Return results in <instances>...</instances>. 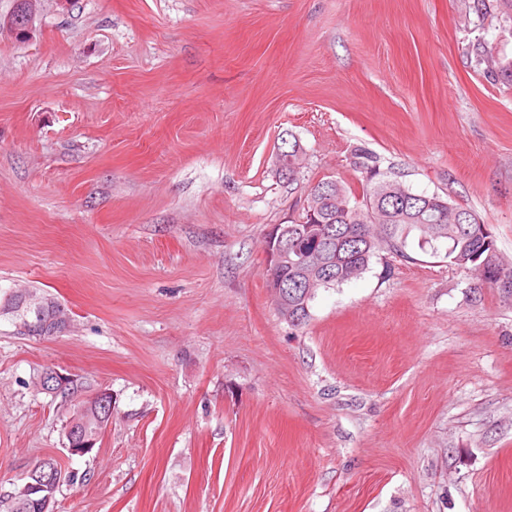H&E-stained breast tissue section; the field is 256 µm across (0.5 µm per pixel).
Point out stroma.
<instances>
[{
	"instance_id": "1",
	"label": "stroma",
	"mask_w": 512,
	"mask_h": 512,
	"mask_svg": "<svg viewBox=\"0 0 512 512\" xmlns=\"http://www.w3.org/2000/svg\"><path fill=\"white\" fill-rule=\"evenodd\" d=\"M361 149L512 267L506 0H40L0 32V296L71 318H0V494L51 457L54 512H512L511 295L412 237L301 326L269 298L268 230L361 195ZM48 367L112 395L91 454ZM16 0V7H17ZM40 0H19L20 6L13 10L12 15L0 21V31L6 30L16 42L29 43L36 32L35 20L37 4ZM6 296L5 307L0 309L1 317H8L26 333H29L34 316L36 314L42 316L43 311L52 302L50 297L41 298L28 290H21L6 293L0 298V303Z\"/></svg>"
}]
</instances>
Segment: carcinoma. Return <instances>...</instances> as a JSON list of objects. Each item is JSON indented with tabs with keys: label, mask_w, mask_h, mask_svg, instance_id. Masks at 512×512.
Listing matches in <instances>:
<instances>
[{
	"label": "carcinoma",
	"mask_w": 512,
	"mask_h": 512,
	"mask_svg": "<svg viewBox=\"0 0 512 512\" xmlns=\"http://www.w3.org/2000/svg\"><path fill=\"white\" fill-rule=\"evenodd\" d=\"M303 150L296 140L288 141V172L281 176L293 180ZM356 165L365 174L361 199L337 182L322 194L326 182L314 186L312 204L303 216L288 225V248L309 238L307 229L322 233L321 248L330 271L322 284L332 288L360 277L372 257L381 249L406 256L409 237L419 234V244H447L446 255L453 263L474 270L485 283L499 286L496 270L484 263L494 241L482 233V224L468 209L453 207L438 195L414 194L398 183L385 179L379 167L363 161ZM288 284V322L299 326L309 318L313 298L304 296V269L293 253L279 269ZM0 512H39V507L15 498V492L0 496Z\"/></svg>",
	"instance_id": "cac0c4a2"
}]
</instances>
